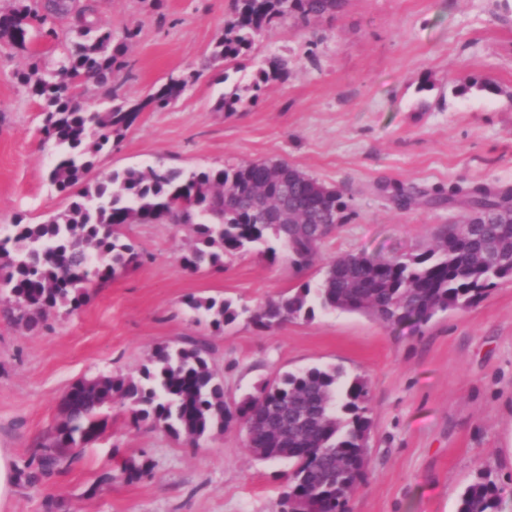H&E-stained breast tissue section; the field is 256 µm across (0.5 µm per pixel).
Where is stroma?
I'll return each instance as SVG.
<instances>
[{"instance_id":"35a3bbf8","label":"stroma","mask_w":512,"mask_h":512,"mask_svg":"<svg viewBox=\"0 0 512 512\" xmlns=\"http://www.w3.org/2000/svg\"><path fill=\"white\" fill-rule=\"evenodd\" d=\"M102 22L139 35L125 56L119 89L88 87L93 110L113 95L136 102L210 55L230 0H92ZM55 46L31 34L26 48L0 47V227L43 222L66 200L47 179L56 148L39 131L40 108L18 72L52 69ZM287 74L258 83L266 61ZM475 85L458 92L459 79ZM494 90L481 89V82ZM237 111L215 105L229 91ZM177 168L283 160L339 189L345 224L306 267L287 253L227 256L192 272L181 257L184 224H132L125 237L138 266L88 288V300L60 309L36 332L0 312V450L15 471L59 420L64 393L101 374L128 376L157 345L192 337L228 400L265 380L311 366L364 377L372 431L366 479L349 512H456L459 492L479 471L503 489L512 512V278L468 308L421 324L387 326L337 311L267 330L246 320L214 332L188 297L257 307L316 284L339 256H409L435 246L461 207L416 202L400 208L401 184L447 196L454 188H512V0H345L335 16L272 22L250 51L220 62L168 107L141 112L118 146L97 158L95 176L157 160ZM107 428L82 448L67 474L32 488L16 479L0 512H272L283 491V462L261 460L237 428L189 444L150 423H134L121 399L105 407ZM148 464L133 480L129 463ZM111 465L110 485L96 477Z\"/></svg>"}]
</instances>
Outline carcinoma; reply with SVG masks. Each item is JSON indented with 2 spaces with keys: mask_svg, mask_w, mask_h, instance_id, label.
<instances>
[{
  "mask_svg": "<svg viewBox=\"0 0 512 512\" xmlns=\"http://www.w3.org/2000/svg\"><path fill=\"white\" fill-rule=\"evenodd\" d=\"M343 0H232L207 66L231 61L248 49L273 20L306 23L333 15ZM72 0H12L0 8V44L23 47L32 29L55 40V22L68 16ZM75 37L57 43L59 60L50 75L34 67L18 74L39 102L40 131L57 148L49 181L67 207L38 224L18 220L0 236V303L16 323L30 331L63 308H77L88 297L87 285L104 283L140 263L141 253L123 240L128 224H186L193 240L182 256L197 271L218 266L226 255L260 249L271 259L279 251L300 265L309 264L325 238L316 236L327 221L313 204L320 182L308 175L280 187L285 161H255L232 168L185 171L164 165L114 170L90 178L97 155L119 143L140 112L166 108L185 82H170L146 99L131 103L112 94V106L90 110L80 90L121 82L128 45L139 30L127 28L114 42L112 28L95 13L73 23ZM461 196L467 207L512 205V191L478 187ZM512 276L511 224H454L432 249L410 256L350 254L326 263L316 288L305 284L288 296L250 311L260 330L315 311L363 312L388 326L423 323L437 312L480 302L495 281ZM188 306L203 313L216 332L247 309L230 300L191 298ZM207 343L188 339L154 349L136 376L100 375L72 386L74 399L61 404V419L33 455L37 467L22 472L25 483L66 472L74 462L68 450L101 433L102 408L118 397L129 405L133 421L151 422L195 443L215 429L230 427L224 414V384L208 356ZM367 380L348 377L336 367L286 372L236 403L248 425L249 452L277 460L288 449L286 490L279 512H348V501L366 477L368 441ZM502 489L482 473L459 496L457 512H500Z\"/></svg>",
  "mask_w": 512,
  "mask_h": 512,
  "instance_id": "obj_1",
  "label": "carcinoma"
}]
</instances>
